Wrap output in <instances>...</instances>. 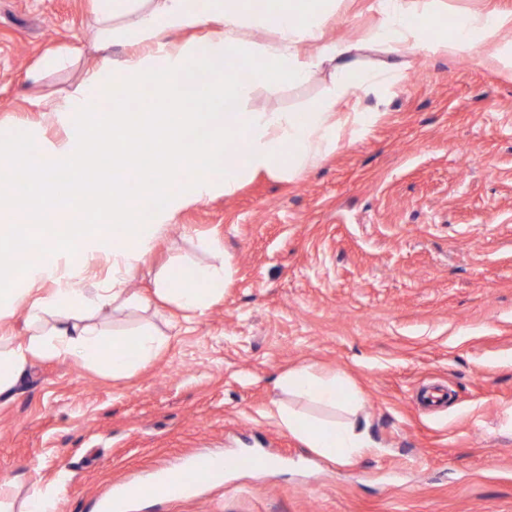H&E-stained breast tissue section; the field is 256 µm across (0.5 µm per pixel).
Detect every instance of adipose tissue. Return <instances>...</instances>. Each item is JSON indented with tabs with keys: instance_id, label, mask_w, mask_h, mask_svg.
<instances>
[{
	"instance_id": "ef3b65f1",
	"label": "adipose tissue",
	"mask_w": 512,
	"mask_h": 512,
	"mask_svg": "<svg viewBox=\"0 0 512 512\" xmlns=\"http://www.w3.org/2000/svg\"><path fill=\"white\" fill-rule=\"evenodd\" d=\"M97 24L94 46L98 64L75 93L44 107L62 120L66 136L33 151L25 133L0 131V237L12 236L24 223L48 224L53 213L39 203L59 196L58 176L68 173L71 211L88 214L92 202L83 191L85 147L91 138L111 140L134 169L112 173L103 196V217L111 234L92 235L84 227L68 229L71 248L64 257L29 265L16 278L0 281V394L37 357L65 356L87 367L123 376L150 364L166 343L156 329L142 327L133 335L111 334L93 320L109 309H150L169 304L186 316L204 314L224 294L232 275V259L215 250L212 262L174 267L157 281L154 300L128 293V278L157 247L166 226L181 209L216 194L230 195L253 175L267 173L288 180L315 167L336 147L346 122L336 112L337 97L389 83L400 68L357 73L352 57L362 43L323 37L336 0H94ZM375 42L396 52L425 49L431 53H497L502 70L512 76V14H471L449 37L424 40L436 19L431 7L412 14L405 0H383ZM271 33L269 43L251 41L253 31ZM131 45L123 59L108 56L110 46ZM261 57L260 67L240 77L244 61ZM335 68L328 96L304 112H249L243 104L253 87L277 81L302 82L321 65ZM163 101L161 109L131 110L145 93ZM111 105L109 123L96 122ZM195 148H188V139ZM240 145L238 159L223 163L229 142ZM148 218H141V211ZM112 262V280L84 287L73 272L88 259ZM53 283L42 293L44 283ZM24 312L30 337L16 342L6 325ZM285 397L307 400L343 411V422H323L275 405L279 425L307 447L340 462L352 461L372 446L360 419L362 392L345 376L325 374L311 366L288 370L276 382Z\"/></svg>"
}]
</instances>
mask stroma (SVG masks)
Returning <instances> with one entry per match:
<instances>
[{"label": "stroma", "instance_id": "obj_1", "mask_svg": "<svg viewBox=\"0 0 512 512\" xmlns=\"http://www.w3.org/2000/svg\"><path fill=\"white\" fill-rule=\"evenodd\" d=\"M377 0H336L326 38L368 39ZM440 28L512 0H435ZM90 0H0V128L55 140L43 104L73 93L98 54ZM80 47L40 70L51 50ZM307 82L255 85L250 112H304ZM337 111L372 115L341 131L303 176L257 175L180 211L128 282L151 295L168 263L231 256L223 298L192 322L171 307L101 315L167 343L115 378L70 357L33 359L0 395V486L32 483L58 512H512V78L485 57L404 58L398 80L348 92ZM310 364L363 392L374 448L343 464L272 415L282 373ZM258 455L179 501L142 493L195 458Z\"/></svg>", "mask_w": 512, "mask_h": 512}]
</instances>
